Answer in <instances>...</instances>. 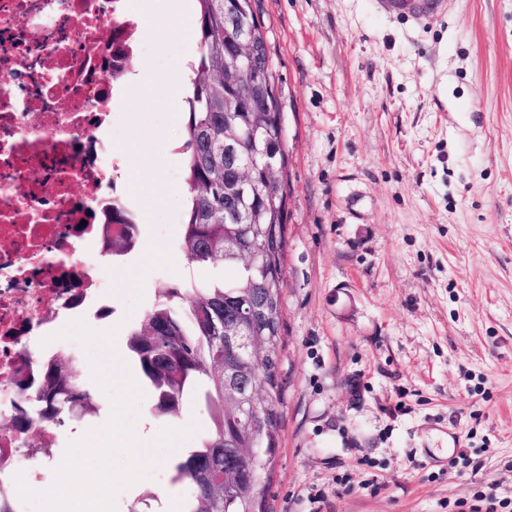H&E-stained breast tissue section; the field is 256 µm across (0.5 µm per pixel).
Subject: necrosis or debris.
Returning <instances> with one entry per match:
<instances>
[{
    "label": "necrosis or debris",
    "mask_w": 512,
    "mask_h": 512,
    "mask_svg": "<svg viewBox=\"0 0 512 512\" xmlns=\"http://www.w3.org/2000/svg\"><path fill=\"white\" fill-rule=\"evenodd\" d=\"M141 47L123 0H0V505L31 512L10 476L48 487L8 426L68 314L103 285L81 258L112 220V112ZM96 200L95 222L79 198Z\"/></svg>",
    "instance_id": "necrosis-or-debris-1"
}]
</instances>
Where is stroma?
Here are the masks:
<instances>
[{
	"label": "stroma",
	"instance_id": "obj_1",
	"mask_svg": "<svg viewBox=\"0 0 512 512\" xmlns=\"http://www.w3.org/2000/svg\"><path fill=\"white\" fill-rule=\"evenodd\" d=\"M142 59L112 122L138 246L107 274L104 330L134 326L200 269L182 247L187 190L180 57L197 13L162 29L132 0ZM288 155L281 423L265 512H512V0H448L416 24L375 0H257ZM151 476L130 512H179L171 464L211 426L201 402L133 417Z\"/></svg>",
	"mask_w": 512,
	"mask_h": 512
}]
</instances>
